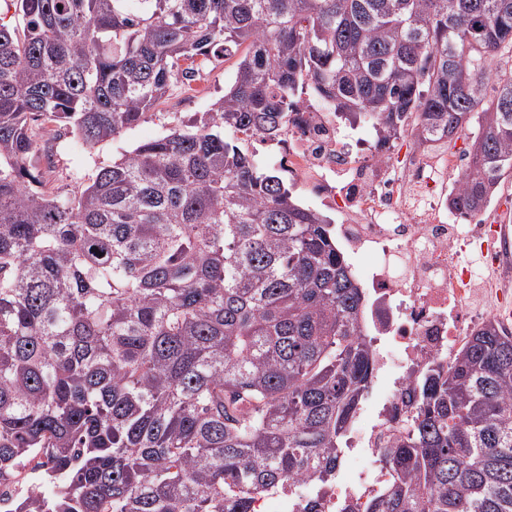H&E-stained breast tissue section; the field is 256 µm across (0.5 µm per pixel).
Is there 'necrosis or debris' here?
I'll list each match as a JSON object with an SVG mask.
<instances>
[{"instance_id":"1","label":"necrosis or debris","mask_w":512,"mask_h":512,"mask_svg":"<svg viewBox=\"0 0 512 512\" xmlns=\"http://www.w3.org/2000/svg\"><path fill=\"white\" fill-rule=\"evenodd\" d=\"M285 137L288 178L335 214L341 250L380 259L362 284V331L373 347L378 384L368 426L353 427L348 442L361 465L355 477L323 486L316 496L318 512H366L390 479L380 450L410 414L416 372L429 361L452 360L474 327L500 320L497 307L473 303L472 284L480 278L488 294H512V232L450 208L469 164L465 152L395 155L378 132L360 135L342 114L307 98L297 103ZM46 469L41 455L0 471V512H21Z\"/></svg>"}]
</instances>
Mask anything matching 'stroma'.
I'll list each match as a JSON object with an SVG mask.
<instances>
[{
  "instance_id": "1",
  "label": "stroma",
  "mask_w": 512,
  "mask_h": 512,
  "mask_svg": "<svg viewBox=\"0 0 512 512\" xmlns=\"http://www.w3.org/2000/svg\"><path fill=\"white\" fill-rule=\"evenodd\" d=\"M237 60L233 57L211 59L190 85H174L168 98L156 113L113 141L89 149L74 135L67 134L56 141L52 164L45 174L52 189L69 192L75 185L91 183L99 167L110 164L137 144L165 135L169 128L208 111L212 103L223 96L224 88L234 75Z\"/></svg>"
}]
</instances>
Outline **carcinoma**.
I'll use <instances>...</instances> for the list:
<instances>
[{
    "mask_svg": "<svg viewBox=\"0 0 512 512\" xmlns=\"http://www.w3.org/2000/svg\"><path fill=\"white\" fill-rule=\"evenodd\" d=\"M0 22V469L51 449L27 512H252L336 477L368 393L363 292L331 222L225 138L304 96L448 144L473 216L512 173V0H12ZM241 56L199 117L55 194L31 158L137 126ZM496 83L491 97L484 81ZM367 512H512V332L416 378Z\"/></svg>",
    "mask_w": 512,
    "mask_h": 512,
    "instance_id": "cac0c4a2",
    "label": "carcinoma"
}]
</instances>
